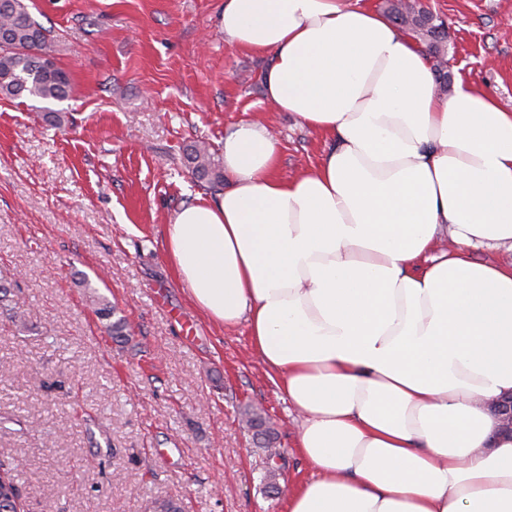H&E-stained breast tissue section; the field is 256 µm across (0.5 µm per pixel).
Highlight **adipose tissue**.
Returning a JSON list of instances; mask_svg holds the SVG:
<instances>
[{
  "label": "adipose tissue",
  "instance_id": "adipose-tissue-1",
  "mask_svg": "<svg viewBox=\"0 0 512 512\" xmlns=\"http://www.w3.org/2000/svg\"><path fill=\"white\" fill-rule=\"evenodd\" d=\"M264 97L333 144L284 179L261 120L224 135L227 187L180 208L168 259L211 321L246 323L315 470L288 512H512V110L439 94L425 49L358 0H224ZM447 249H440V242Z\"/></svg>",
  "mask_w": 512,
  "mask_h": 512
}]
</instances>
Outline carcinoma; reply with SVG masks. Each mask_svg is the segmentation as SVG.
Returning a JSON list of instances; mask_svg holds the SVG:
<instances>
[{
  "label": "carcinoma",
  "instance_id": "carcinoma-1",
  "mask_svg": "<svg viewBox=\"0 0 512 512\" xmlns=\"http://www.w3.org/2000/svg\"><path fill=\"white\" fill-rule=\"evenodd\" d=\"M385 13L395 26L426 45L436 82L440 90H448L451 78L446 22L409 0H386ZM0 31L5 34L0 39V99L28 97L63 101L70 96L71 80L54 60L52 37L33 18L26 0H0ZM184 164L197 181L216 191L223 189L224 159L211 152L208 145H188ZM94 305L97 317L110 327L112 338L127 339L128 326L124 318L117 316V308L101 296L94 299ZM241 415L257 447L264 449L268 457H276V431L263 411L249 406ZM21 509L17 475L0 464V512H21Z\"/></svg>",
  "mask_w": 512,
  "mask_h": 512
}]
</instances>
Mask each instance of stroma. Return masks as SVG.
<instances>
[{"label":"stroma","mask_w":512,"mask_h":512,"mask_svg":"<svg viewBox=\"0 0 512 512\" xmlns=\"http://www.w3.org/2000/svg\"><path fill=\"white\" fill-rule=\"evenodd\" d=\"M448 25L452 75L512 109V0H419ZM224 0H30L54 38L69 99H0V283L24 312L0 320V461L25 512H287L241 422L264 409L279 481L313 470L297 417L253 352L246 323L211 322L171 266L165 232L183 204L217 194L183 164L262 115L280 177L314 167L324 134L264 98L263 56L224 40ZM67 113L54 128L45 110ZM115 303L112 339L83 280Z\"/></svg>","instance_id":"35a3bbf8"}]
</instances>
